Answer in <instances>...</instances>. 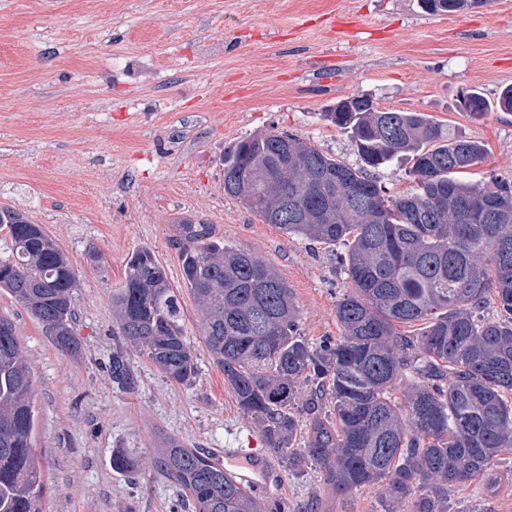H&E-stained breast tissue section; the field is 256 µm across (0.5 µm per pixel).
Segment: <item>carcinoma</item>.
<instances>
[{"mask_svg": "<svg viewBox=\"0 0 512 512\" xmlns=\"http://www.w3.org/2000/svg\"><path fill=\"white\" fill-rule=\"evenodd\" d=\"M472 0H421L431 14ZM461 107L512 112V87L491 105L478 91ZM327 119L349 132L364 166L349 167L289 132L246 137L224 153V193L291 237L345 248L349 289L336 302L341 336L309 341L288 285L251 251L224 244L210 224L184 220L172 243L197 303L201 335L242 413L288 470L311 463L337 495L386 483L384 512H448V489L488 474L512 448V180L469 179L487 155L420 112L384 111L367 95L344 98ZM411 155L412 191L395 196L375 171ZM11 240L0 258L5 289L62 352L76 356V271L42 225L0 207ZM493 315H484L485 309ZM121 343L112 384L138 379L130 352L170 384L197 376L196 354L164 267L134 251L112 290ZM421 325L414 335L399 324ZM412 383L406 407L392 399ZM33 378L13 323L0 316V512H44L32 446ZM191 512H288L242 490L209 453L169 441L154 457ZM138 456L112 452L118 473Z\"/></svg>", "mask_w": 512, "mask_h": 512, "instance_id": "obj_1", "label": "carcinoma"}]
</instances>
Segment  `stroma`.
Masks as SVG:
<instances>
[{
  "label": "stroma",
  "mask_w": 512,
  "mask_h": 512,
  "mask_svg": "<svg viewBox=\"0 0 512 512\" xmlns=\"http://www.w3.org/2000/svg\"><path fill=\"white\" fill-rule=\"evenodd\" d=\"M512 86V0L456 14L421 0H0V206L27 213L74 264L79 358L0 290L33 374L32 443L46 512H184L182 491L152 461L168 439L223 452L260 448L224 373L204 346L182 277L174 226L213 225L226 244L264 259L292 291L308 339L339 336L347 277L326 245L289 237L224 193L225 151L262 131H288L360 166L348 134L325 114L366 93L379 109L421 112L484 143L481 171L512 177V112L460 109L476 90ZM150 248L166 270L196 353L188 386L166 383L144 358L138 386L107 373L112 290L128 256ZM100 262H91L89 249ZM136 453V478L112 452ZM275 499L300 512H382L384 484L340 497L321 472L288 471L277 454ZM448 512H512V448L489 475L448 494Z\"/></svg>",
  "instance_id": "obj_1"
}]
</instances>
